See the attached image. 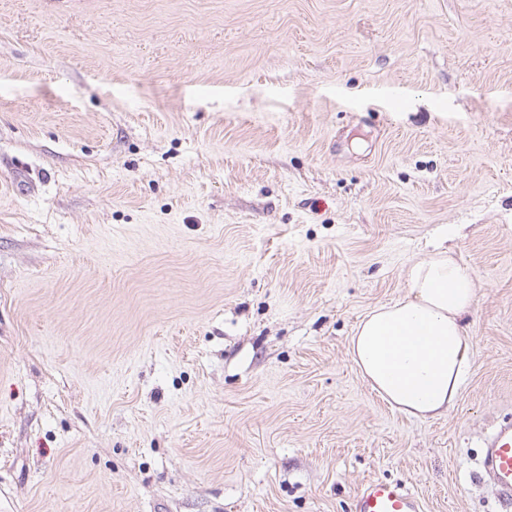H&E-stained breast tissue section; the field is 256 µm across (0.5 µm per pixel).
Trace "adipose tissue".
Returning a JSON list of instances; mask_svg holds the SVG:
<instances>
[{
  "instance_id": "1",
  "label": "adipose tissue",
  "mask_w": 512,
  "mask_h": 512,
  "mask_svg": "<svg viewBox=\"0 0 512 512\" xmlns=\"http://www.w3.org/2000/svg\"><path fill=\"white\" fill-rule=\"evenodd\" d=\"M407 295L372 309L350 340L362 379L405 417L434 418L452 407L470 367L465 317L475 290L470 269L448 251L415 262Z\"/></svg>"
}]
</instances>
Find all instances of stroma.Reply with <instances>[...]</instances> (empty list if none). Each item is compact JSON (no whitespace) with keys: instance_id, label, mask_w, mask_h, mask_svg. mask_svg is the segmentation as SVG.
<instances>
[{"instance_id":"stroma-1","label":"stroma","mask_w":512,"mask_h":512,"mask_svg":"<svg viewBox=\"0 0 512 512\" xmlns=\"http://www.w3.org/2000/svg\"><path fill=\"white\" fill-rule=\"evenodd\" d=\"M469 266L447 413L358 321ZM512 0H0V512H512ZM484 467L492 478L497 492L512 497V421L495 427L483 440ZM423 509L417 495L379 478L364 482L352 500V512H423Z\"/></svg>"}]
</instances>
